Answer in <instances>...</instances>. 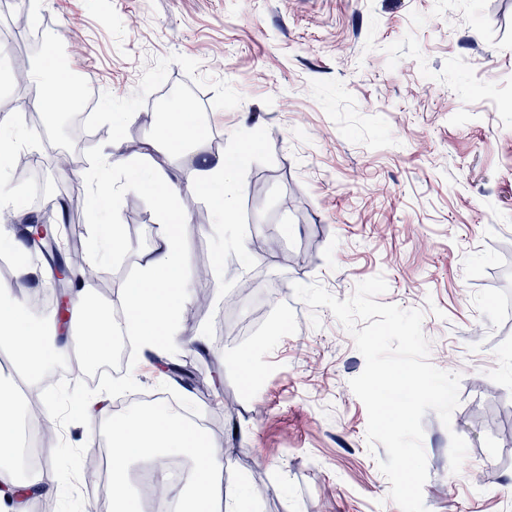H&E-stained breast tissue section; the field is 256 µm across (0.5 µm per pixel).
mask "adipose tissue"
<instances>
[{
  "label": "adipose tissue",
  "mask_w": 512,
  "mask_h": 512,
  "mask_svg": "<svg viewBox=\"0 0 512 512\" xmlns=\"http://www.w3.org/2000/svg\"><path fill=\"white\" fill-rule=\"evenodd\" d=\"M38 79L45 90L34 102L39 111L55 115L71 109L69 78L53 58H45ZM169 126L171 135L166 146L180 155H189L191 144L202 140V130L188 104L171 112ZM237 165L234 155L225 154L193 162L183 181L163 170L139 173L138 183L155 187L163 202L162 234L153 248L142 255L138 276L125 291L123 321H116L109 314L95 316L89 312L86 300L95 291L92 282H83L72 297L69 322L82 330L81 354L85 362L108 356L120 330L150 348L178 342L176 314L190 288L181 276L186 257L179 236L184 222L180 202L205 188L218 190L224 197L222 218L225 224H234L237 186L231 174ZM33 274L31 267L19 265L11 269L9 277L0 280V351L9 356L15 368L14 374L0 379V512H14L13 488L20 486L30 495L44 497L53 493L58 482L56 473L48 468L38 469L23 483L15 481V468L22 459L18 424L29 415L19 392L24 389L28 394L41 395L44 375L54 361L70 353L68 337L34 319L27 305L12 296L14 283ZM109 446L112 512H143L139 493L128 484L127 467L137 458L161 457L188 458L193 462L185 484L170 499L175 512H214L212 484L215 474L224 468V450L192 419L157 407L138 409L111 423Z\"/></svg>",
  "instance_id": "1"
}]
</instances>
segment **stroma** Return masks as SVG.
<instances>
[{"label": "stroma", "instance_id": "obj_1", "mask_svg": "<svg viewBox=\"0 0 512 512\" xmlns=\"http://www.w3.org/2000/svg\"><path fill=\"white\" fill-rule=\"evenodd\" d=\"M21 16L44 42L19 41ZM49 45L69 76L100 72L94 142L60 174L26 128ZM175 93L196 102L206 156L247 155L237 245L224 243L217 196L198 193L186 215L184 275L209 270L210 308L187 331L202 342L157 356L135 347L96 379L64 370L45 386L56 440L43 456L66 494L22 500L21 512H111V492L85 469L93 450L75 403L99 400L119 418L137 395L191 409L224 449L225 486L245 481L253 512H400L377 465L386 450L369 449L349 385L365 359L328 308L311 312L293 292L317 283L344 300L378 274L380 302L421 310L432 364L461 376L450 426L432 411L423 419L428 512H512V0H0V121L22 126L20 150L42 159L35 183L10 179L18 208L0 211V225L48 222L49 198H71L113 140L141 144L129 163L181 172L162 116L141 120ZM110 178L106 219L122 229L101 268L116 310L161 231L160 200L125 172ZM256 240L267 251L237 265ZM242 351L261 378L250 393L234 363ZM161 360L190 368L195 386ZM228 395L239 410H225ZM454 433L468 446L457 474Z\"/></svg>", "mask_w": 512, "mask_h": 512}]
</instances>
